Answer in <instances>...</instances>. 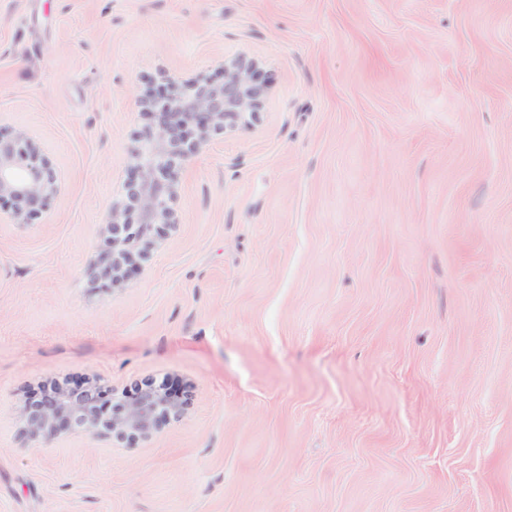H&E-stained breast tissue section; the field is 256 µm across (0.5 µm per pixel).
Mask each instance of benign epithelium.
Listing matches in <instances>:
<instances>
[{"label": "benign epithelium", "instance_id": "1", "mask_svg": "<svg viewBox=\"0 0 512 512\" xmlns=\"http://www.w3.org/2000/svg\"><path fill=\"white\" fill-rule=\"evenodd\" d=\"M170 112L158 117L132 156L133 174L125 185V202L108 215L111 230L126 223L129 212L138 215L136 232L124 242L112 241V284L120 283L135 263L137 240L156 224L176 226L175 161L190 162L206 145L211 130L233 131L257 120L263 107V86L258 63L242 56L224 61V82L214 85L201 78L170 83ZM57 191L48 159L23 133L0 132V204L16 202L23 209L15 217L32 216ZM40 402L25 406L23 432L32 438L51 437L63 430L97 434L106 431L120 438L148 439L170 415L187 406L177 389L146 380L114 403L112 388L86 381L70 386L57 380L41 387Z\"/></svg>", "mask_w": 512, "mask_h": 512}]
</instances>
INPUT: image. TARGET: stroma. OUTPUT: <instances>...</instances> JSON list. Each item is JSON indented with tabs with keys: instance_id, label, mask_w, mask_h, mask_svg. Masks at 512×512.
I'll use <instances>...</instances> for the list:
<instances>
[{
	"instance_id": "35a3bbf8",
	"label": "stroma",
	"mask_w": 512,
	"mask_h": 512,
	"mask_svg": "<svg viewBox=\"0 0 512 512\" xmlns=\"http://www.w3.org/2000/svg\"><path fill=\"white\" fill-rule=\"evenodd\" d=\"M257 59L120 286L106 218L169 82ZM0 512H512V0H0ZM192 400L30 439L50 380ZM57 188L48 159L25 134L0 132V205L16 202L32 216Z\"/></svg>"
}]
</instances>
